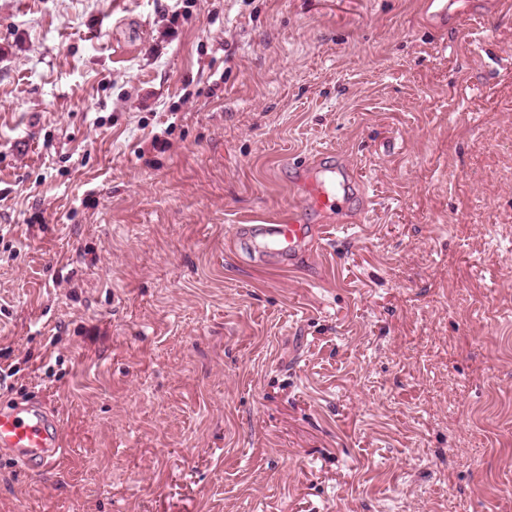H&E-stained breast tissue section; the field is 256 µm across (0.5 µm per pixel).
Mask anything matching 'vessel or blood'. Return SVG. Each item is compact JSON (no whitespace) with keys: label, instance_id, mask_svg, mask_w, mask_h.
Here are the masks:
<instances>
[{"label":"vessel or blood","instance_id":"vessel-or-blood-1","mask_svg":"<svg viewBox=\"0 0 512 512\" xmlns=\"http://www.w3.org/2000/svg\"><path fill=\"white\" fill-rule=\"evenodd\" d=\"M423 4L427 20L435 28H447L457 18L448 8V0H423ZM297 179L306 206L316 212L351 209V198L336 185L335 170L308 165L298 168ZM232 233L247 251L271 259L281 268L293 266L320 235L317 226L304 223L294 205L276 216L235 225ZM0 451L35 472L57 467L64 455L58 419L31 402L0 409Z\"/></svg>","mask_w":512,"mask_h":512}]
</instances>
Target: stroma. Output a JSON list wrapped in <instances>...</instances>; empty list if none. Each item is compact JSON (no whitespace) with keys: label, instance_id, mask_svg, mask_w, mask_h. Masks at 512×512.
<instances>
[{"label":"stroma","instance_id":"stroma-1","mask_svg":"<svg viewBox=\"0 0 512 512\" xmlns=\"http://www.w3.org/2000/svg\"><path fill=\"white\" fill-rule=\"evenodd\" d=\"M366 212L233 250L292 165ZM0 512H512V10L0 0ZM447 0H424V13L429 24L438 29H448L455 22L458 13L450 12ZM232 233L247 251L271 259L280 268L293 266L320 235L318 226L304 224L298 207L293 204L288 207V214L259 218L251 224H236ZM0 451L34 472L56 468L64 455L58 419L31 402L0 409Z\"/></svg>","mask_w":512,"mask_h":512}]
</instances>
